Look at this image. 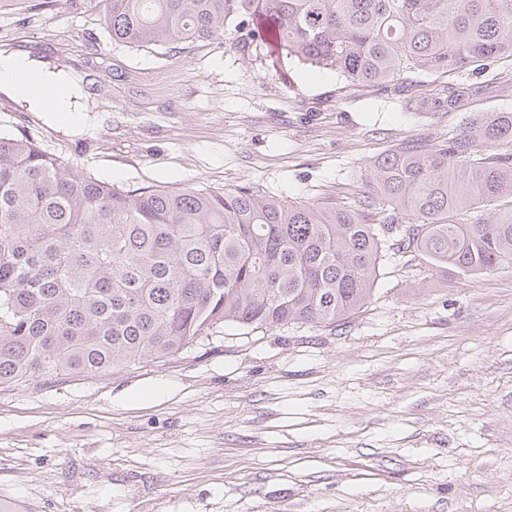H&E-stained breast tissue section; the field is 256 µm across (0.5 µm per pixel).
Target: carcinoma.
Returning <instances> with one entry per match:
<instances>
[{
    "label": "carcinoma",
    "instance_id": "cac0c4a2",
    "mask_svg": "<svg viewBox=\"0 0 512 512\" xmlns=\"http://www.w3.org/2000/svg\"><path fill=\"white\" fill-rule=\"evenodd\" d=\"M95 3L114 42L150 48L245 38L400 95L512 57V0H41ZM356 206L284 202L246 187L115 186L30 136L0 133V387L164 361L219 325H333L372 295L398 248L462 276L512 266V112L367 168ZM388 205L380 224L377 201ZM471 214L465 222L460 215ZM408 224H402V219Z\"/></svg>",
    "mask_w": 512,
    "mask_h": 512
}]
</instances>
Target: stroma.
Instances as JSON below:
<instances>
[{
	"label": "stroma",
	"mask_w": 512,
	"mask_h": 512,
	"mask_svg": "<svg viewBox=\"0 0 512 512\" xmlns=\"http://www.w3.org/2000/svg\"><path fill=\"white\" fill-rule=\"evenodd\" d=\"M0 8V46L88 76V127L0 93V130L124 187L349 202L403 142L512 111L504 61L385 95L243 39L134 49L98 11ZM0 497L34 512H512V267L387 252L337 324L227 325L162 362L0 388Z\"/></svg>",
	"instance_id": "1"
}]
</instances>
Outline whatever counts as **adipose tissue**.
Returning <instances> with one entry per match:
<instances>
[{
    "instance_id": "obj_1",
    "label": "adipose tissue",
    "mask_w": 512,
    "mask_h": 512,
    "mask_svg": "<svg viewBox=\"0 0 512 512\" xmlns=\"http://www.w3.org/2000/svg\"><path fill=\"white\" fill-rule=\"evenodd\" d=\"M21 67L38 71L47 88H63L65 94L61 101V108L70 115V127L74 129L83 127L87 98L82 91L79 77L68 72L49 69L42 62L21 52L0 51V91L11 98L25 102L32 112L44 119L50 117V110L44 107L40 99L27 95L12 79L13 72Z\"/></svg>"
}]
</instances>
